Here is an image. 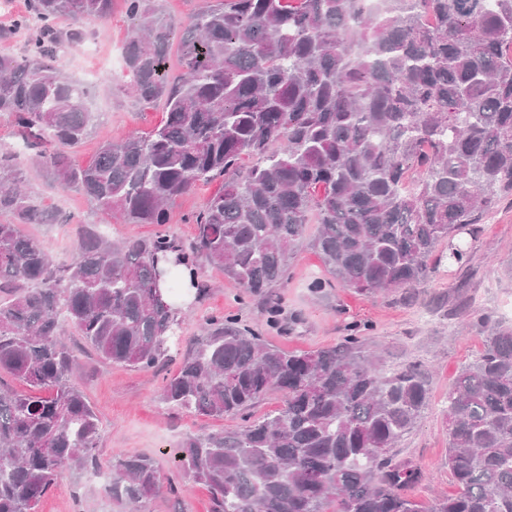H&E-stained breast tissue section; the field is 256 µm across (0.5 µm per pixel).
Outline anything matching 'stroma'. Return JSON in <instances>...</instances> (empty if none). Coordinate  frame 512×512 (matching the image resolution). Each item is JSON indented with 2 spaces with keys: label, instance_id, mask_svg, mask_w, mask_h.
Here are the masks:
<instances>
[{
  "label": "stroma",
  "instance_id": "1",
  "mask_svg": "<svg viewBox=\"0 0 512 512\" xmlns=\"http://www.w3.org/2000/svg\"><path fill=\"white\" fill-rule=\"evenodd\" d=\"M85 44L71 48L60 60L62 70L86 84L89 105L97 120L91 136L75 152L86 164L93 160L100 142L119 135H139L152 131L165 117L163 104L146 106L124 93L127 82L123 47L129 28L122 6L110 17L85 22ZM29 188L51 212L62 211L96 225L112 240L152 236V224H124L99 213L83 197L61 190L33 165H26ZM224 185L223 178L199 185L178 199L172 208L167 229L184 241L195 235L193 219L206 201ZM29 234L37 237L53 261L61 266L76 257L74 227L70 224H31ZM471 261L468 267L444 266L421 288L417 300H402L389 291L372 297L332 284L325 294H312L311 280L324 274L317 254L302 246L296 252L288 281L277 289L285 313L292 322L287 327L267 323L261 301L241 298L240 290L225 278L221 269L206 265L203 278L210 292L190 302L181 334L185 340L202 335L206 320L218 313L229 314L250 326L273 344L289 351H310L332 345L345 334L350 323L366 325L369 346L379 348L386 366L409 360L423 362L431 374V402L423 418L401 444L402 456L413 459L427 478L411 491L419 503L431 502L440 494H452L455 486L445 463L448 435L443 412L444 398L460 368L482 347V335L463 325L453 311L468 303L470 311L500 312L512 301V274L504 267L512 263V197L501 200L497 209L469 238ZM75 348L77 369L74 383L83 391L103 423L97 449L101 468H108L113 451L154 458L162 472L172 471L176 453L190 435L236 427L232 418H216L175 411L160 399L162 382L177 373L186 350L173 347L171 357L159 367L139 371L102 361L84 346L79 337L69 339ZM208 490L185 478L176 494L165 493L151 500L148 512H211ZM38 512H118L100 482L87 472L65 471L41 501Z\"/></svg>",
  "mask_w": 512,
  "mask_h": 512
}]
</instances>
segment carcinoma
<instances>
[{
  "label": "carcinoma",
  "mask_w": 512,
  "mask_h": 512,
  "mask_svg": "<svg viewBox=\"0 0 512 512\" xmlns=\"http://www.w3.org/2000/svg\"><path fill=\"white\" fill-rule=\"evenodd\" d=\"M158 2L123 0L124 59L126 88L163 102L166 119L105 141L87 165L73 149L96 116L59 61L114 0H30L0 29L25 37L23 53H0V114L28 135L33 163L103 214L160 227L121 243L82 229L75 261L59 267L24 231L58 217L0 148V371L28 388H0V512H37L65 469L99 468L100 421L72 383L66 330L151 369L180 325L162 280L172 297L187 284L199 298L205 263L263 299L276 326L269 293L304 242L329 275L310 282L314 294L334 281L367 297L412 291L443 243L448 262L467 265L457 235L512 194V0H386L377 14L365 0H219L184 28ZM216 176L223 189L195 215V237L164 230L173 201ZM474 326L483 348L445 398L451 496L418 504L408 489L426 474L397 451L427 405V365L383 368L356 323L334 345L290 352L222 314L161 400L244 425L187 437L174 473L116 452L104 491L145 512L185 475L208 487L212 512H512V324L486 312ZM274 389L283 406L251 419Z\"/></svg>",
  "instance_id": "cac0c4a2"
}]
</instances>
